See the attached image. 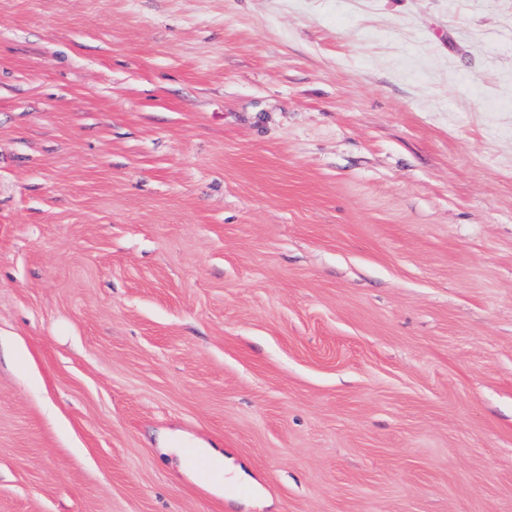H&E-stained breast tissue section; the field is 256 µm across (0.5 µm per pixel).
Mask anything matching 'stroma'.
<instances>
[{
	"instance_id": "stroma-1",
	"label": "stroma",
	"mask_w": 512,
	"mask_h": 512,
	"mask_svg": "<svg viewBox=\"0 0 512 512\" xmlns=\"http://www.w3.org/2000/svg\"><path fill=\"white\" fill-rule=\"evenodd\" d=\"M0 512H512V0H0Z\"/></svg>"
}]
</instances>
